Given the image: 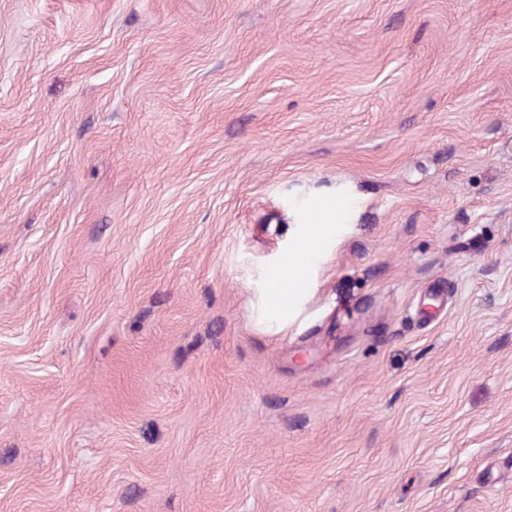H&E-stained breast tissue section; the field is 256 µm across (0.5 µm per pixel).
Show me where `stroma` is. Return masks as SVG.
Segmentation results:
<instances>
[{"label": "stroma", "mask_w": 512, "mask_h": 512, "mask_svg": "<svg viewBox=\"0 0 512 512\" xmlns=\"http://www.w3.org/2000/svg\"><path fill=\"white\" fill-rule=\"evenodd\" d=\"M0 512H512V0H0ZM296 215L299 224H310L311 234L302 253L289 255L286 260L288 268L274 269L268 275L271 288L264 289L268 294L271 306L268 315L272 320H278L285 312L292 311L305 290L301 283L298 288L295 287L291 271L307 263L316 252L321 239V229L315 224H347L350 218V205L345 196L333 197L316 205L301 203L296 207ZM286 280L289 288H281Z\"/></svg>", "instance_id": "1"}]
</instances>
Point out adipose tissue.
<instances>
[{
    "label": "adipose tissue",
    "mask_w": 512,
    "mask_h": 512,
    "mask_svg": "<svg viewBox=\"0 0 512 512\" xmlns=\"http://www.w3.org/2000/svg\"><path fill=\"white\" fill-rule=\"evenodd\" d=\"M296 215L299 223L310 225L311 234L302 253L289 256L286 267L272 270L268 275V315L273 320L295 308L302 291L290 286L291 271L307 263L316 252L321 239V225L347 223L350 218V205L346 197L329 198L315 205H298Z\"/></svg>",
    "instance_id": "ef3b65f1"
}]
</instances>
